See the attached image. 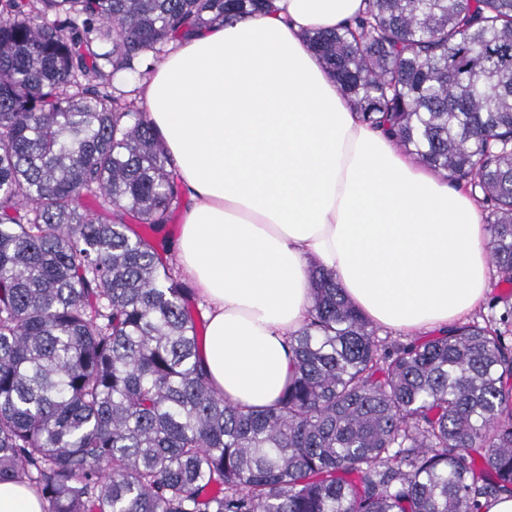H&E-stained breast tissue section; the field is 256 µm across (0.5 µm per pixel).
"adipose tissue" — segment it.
<instances>
[{
  "label": "adipose tissue",
  "mask_w": 512,
  "mask_h": 512,
  "mask_svg": "<svg viewBox=\"0 0 512 512\" xmlns=\"http://www.w3.org/2000/svg\"><path fill=\"white\" fill-rule=\"evenodd\" d=\"M363 0H273L170 47L137 82L186 202L176 251L208 302L215 389L264 408L291 375L309 260L376 326H454L488 290L476 196L372 130L304 38Z\"/></svg>",
  "instance_id": "obj_1"
}]
</instances>
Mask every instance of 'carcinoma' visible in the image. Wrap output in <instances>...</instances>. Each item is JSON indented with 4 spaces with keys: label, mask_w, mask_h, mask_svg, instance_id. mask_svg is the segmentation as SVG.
I'll return each instance as SVG.
<instances>
[{
    "label": "carcinoma",
    "mask_w": 512,
    "mask_h": 512,
    "mask_svg": "<svg viewBox=\"0 0 512 512\" xmlns=\"http://www.w3.org/2000/svg\"><path fill=\"white\" fill-rule=\"evenodd\" d=\"M306 33L363 121L482 195L512 284V0H363ZM272 0H0V482L44 512H483L512 495V303L381 337L310 261L292 374L216 393L194 289L153 238L181 189L121 89Z\"/></svg>",
    "instance_id": "obj_1"
}]
</instances>
